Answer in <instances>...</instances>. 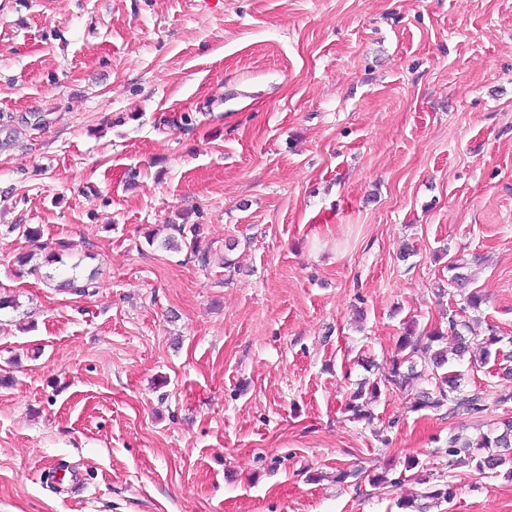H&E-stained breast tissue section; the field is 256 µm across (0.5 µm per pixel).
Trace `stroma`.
<instances>
[{
	"instance_id": "1",
	"label": "stroma",
	"mask_w": 512,
	"mask_h": 512,
	"mask_svg": "<svg viewBox=\"0 0 512 512\" xmlns=\"http://www.w3.org/2000/svg\"><path fill=\"white\" fill-rule=\"evenodd\" d=\"M457 259L512 336V0H0V512H401L495 414L345 404Z\"/></svg>"
}]
</instances>
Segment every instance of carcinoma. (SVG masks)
I'll return each mask as SVG.
<instances>
[{"mask_svg": "<svg viewBox=\"0 0 512 512\" xmlns=\"http://www.w3.org/2000/svg\"><path fill=\"white\" fill-rule=\"evenodd\" d=\"M171 235L166 245L177 246V238H185V233L199 232V225L169 224ZM483 302L482 296L474 291L465 298V305L448 310L446 331H434L426 337L415 335L414 327L406 329L397 341V352L387 364L379 380L371 384L361 383L346 403V409L357 420L371 421L373 413L370 406L381 393V388L399 392H408L420 382H426L430 389L422 390L414 400L413 408L417 411L430 410L444 412L452 417L461 412L483 417L512 402V392L489 397L481 388H469L464 385V374L456 369V364L449 361L448 349H432V343L452 339L453 355L457 360H464L471 353L474 338L472 319L467 315L468 309H476ZM479 361L498 367L503 374L512 377V337L501 336L492 328L480 342ZM439 452L447 458L448 475L446 484L440 488L427 486L421 493L423 498H446L454 495L455 470L468 468L482 475L495 476L500 471L512 476V418L502 422V430L492 434H481L472 440L457 432L448 434L446 447Z\"/></svg>", "mask_w": 512, "mask_h": 512, "instance_id": "obj_1", "label": "carcinoma"}]
</instances>
